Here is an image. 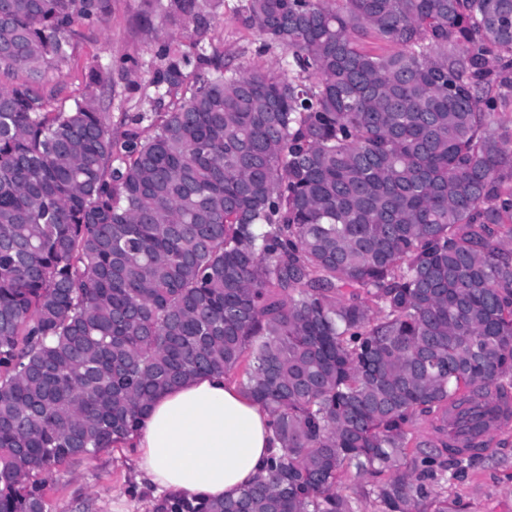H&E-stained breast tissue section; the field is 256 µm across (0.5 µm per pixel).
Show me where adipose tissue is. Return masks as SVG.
<instances>
[{"label": "adipose tissue", "mask_w": 512, "mask_h": 512, "mask_svg": "<svg viewBox=\"0 0 512 512\" xmlns=\"http://www.w3.org/2000/svg\"><path fill=\"white\" fill-rule=\"evenodd\" d=\"M138 483L221 499L261 473L278 443L267 414L221 377H198L156 397L132 437Z\"/></svg>", "instance_id": "adipose-tissue-1"}]
</instances>
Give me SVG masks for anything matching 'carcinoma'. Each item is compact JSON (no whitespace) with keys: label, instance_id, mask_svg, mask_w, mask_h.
<instances>
[{"label":"carcinoma","instance_id":"carcinoma-1","mask_svg":"<svg viewBox=\"0 0 512 512\" xmlns=\"http://www.w3.org/2000/svg\"><path fill=\"white\" fill-rule=\"evenodd\" d=\"M110 2L0 0V512L203 375L279 452L154 512H458L448 468L512 421V0H245L288 78L216 55L208 0H155L194 38L118 135L111 66L45 91Z\"/></svg>","mask_w":512,"mask_h":512}]
</instances>
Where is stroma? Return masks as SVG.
Segmentation results:
<instances>
[{"label":"stroma","mask_w":512,"mask_h":512,"mask_svg":"<svg viewBox=\"0 0 512 512\" xmlns=\"http://www.w3.org/2000/svg\"><path fill=\"white\" fill-rule=\"evenodd\" d=\"M153 0H111L104 25L82 30L73 40V54L60 99L83 92L85 73L94 63L111 65L112 93L104 106L113 118L144 105L152 71L148 66L161 44L187 46L190 32L160 26ZM209 36L225 61L265 72H278V53L260 52L262 38L244 25L238 0H224L212 12ZM492 457L471 467L464 478H449L448 496L460 512H512V425L494 437ZM46 512H152L153 490L138 486L128 448H109L63 465L45 487Z\"/></svg>","instance_id":"obj_1"}]
</instances>
